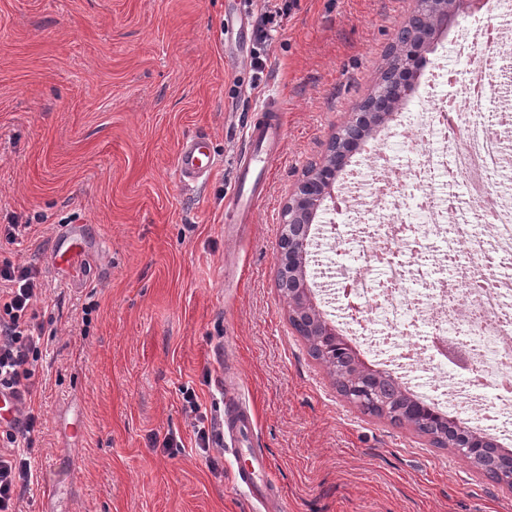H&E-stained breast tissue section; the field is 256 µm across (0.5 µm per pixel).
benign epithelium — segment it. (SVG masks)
Instances as JSON below:
<instances>
[{"label":"benign epithelium","instance_id":"7a95c632","mask_svg":"<svg viewBox=\"0 0 512 512\" xmlns=\"http://www.w3.org/2000/svg\"><path fill=\"white\" fill-rule=\"evenodd\" d=\"M417 3L429 11L430 19L417 34L411 53L401 62L394 87L395 98L401 103L409 100L415 90L419 60L423 58L426 48L433 44L441 30L458 17L480 12L485 0H417ZM364 106L366 111L351 113L347 125L358 129L370 128L372 138L397 116V113L389 111L384 96L375 97L365 102ZM364 141V137L344 141L331 139L324 161L296 184L282 208V233L275 257L277 286L281 287L287 301L288 318L312 332L321 328L328 333H337L336 326L318 306L316 292L309 282L307 268L316 235L313 224L320 210H340L342 196L336 192V182L349 158ZM347 398L361 408L376 406L386 415L401 417L407 414L398 403L377 404L371 380L365 374L350 377ZM437 439L463 459L491 454L490 449L471 438L469 426L459 419L450 420ZM487 467L494 472L497 483L512 492V456L491 458L487 460Z\"/></svg>","mask_w":512,"mask_h":512}]
</instances>
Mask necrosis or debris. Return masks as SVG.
<instances>
[{
    "label": "necrosis or debris",
    "mask_w": 512,
    "mask_h": 512,
    "mask_svg": "<svg viewBox=\"0 0 512 512\" xmlns=\"http://www.w3.org/2000/svg\"><path fill=\"white\" fill-rule=\"evenodd\" d=\"M495 20L476 23L453 38L459 71L436 64L431 85L446 86L420 115L437 136L436 149L416 160L408 174L383 167L369 183L347 179L345 204L366 190L374 205L351 235L370 242L366 273L354 285L367 310L356 324L372 353L401 373L423 363L451 366L429 377L436 401L474 410L472 426L491 439L512 434V192L489 196L488 188L512 157L483 117L505 73L496 53L512 31V0H494ZM412 180L417 193L405 204L396 188ZM424 217L443 247L387 260L420 237ZM495 386V400L484 397Z\"/></svg>",
    "instance_id": "obj_1"
}]
</instances>
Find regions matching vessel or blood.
Returning <instances> with one entry per match:
<instances>
[{
  "instance_id": "obj_1",
  "label": "vessel or blood",
  "mask_w": 512,
  "mask_h": 512,
  "mask_svg": "<svg viewBox=\"0 0 512 512\" xmlns=\"http://www.w3.org/2000/svg\"><path fill=\"white\" fill-rule=\"evenodd\" d=\"M285 131L282 107L267 100L258 106L245 129V147L236 159L232 189V205L238 220L254 223L256 205L265 194L266 185L275 161L281 154ZM203 135L183 138L176 158L179 176L195 181L209 175L216 164ZM91 243L79 227H69L61 233L52 254L58 269L72 266L91 251ZM21 398L18 392L0 388V425L15 423L19 417ZM228 434L234 435L230 454L236 463L235 477L242 492L264 512H281L279 490L268 469L265 457L251 448L254 419L250 411L233 410L225 421Z\"/></svg>"
}]
</instances>
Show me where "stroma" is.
Masks as SVG:
<instances>
[{
    "label": "stroma",
    "instance_id": "obj_1",
    "mask_svg": "<svg viewBox=\"0 0 512 512\" xmlns=\"http://www.w3.org/2000/svg\"><path fill=\"white\" fill-rule=\"evenodd\" d=\"M416 0H295L258 42L240 0H0V262L45 276L50 339L31 396L37 479L18 512H255L217 435L222 393L250 406L252 445L287 512H512V492L405 424L362 412L288 319L276 283L281 209L372 93ZM262 74L248 66L253 48ZM284 104L285 137L254 224L227 235L252 109ZM209 135L217 166L182 180L175 157ZM400 128L368 154L408 164L435 148ZM103 253L58 270L65 225ZM308 267L328 315L358 242L317 238ZM194 390L204 419L183 399ZM177 447H167L168 438Z\"/></svg>",
    "mask_w": 512,
    "mask_h": 512
}]
</instances>
